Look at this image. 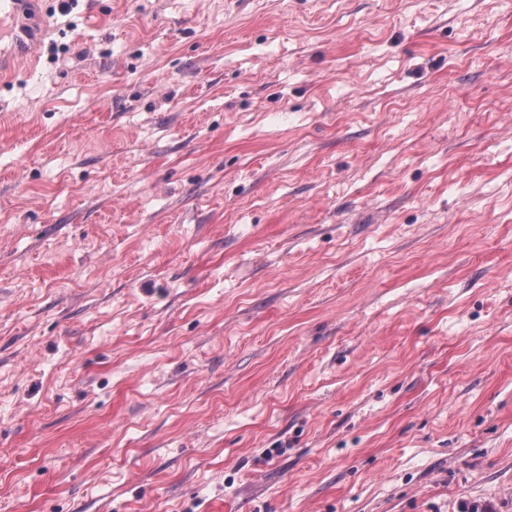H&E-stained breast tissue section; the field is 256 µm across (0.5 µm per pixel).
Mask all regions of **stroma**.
<instances>
[{
	"label": "stroma",
	"instance_id": "obj_1",
	"mask_svg": "<svg viewBox=\"0 0 512 512\" xmlns=\"http://www.w3.org/2000/svg\"><path fill=\"white\" fill-rule=\"evenodd\" d=\"M30 21L0 512H512V0Z\"/></svg>",
	"mask_w": 512,
	"mask_h": 512
}]
</instances>
